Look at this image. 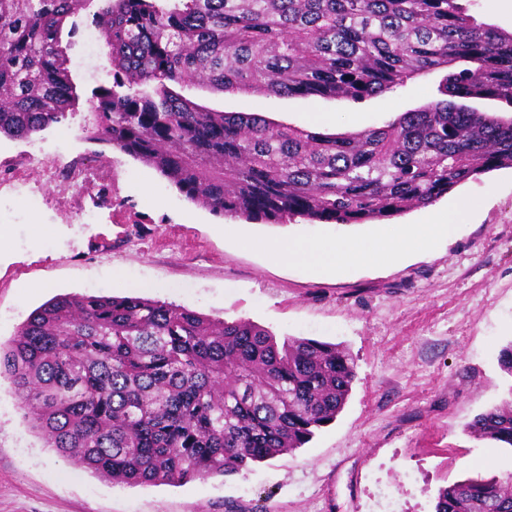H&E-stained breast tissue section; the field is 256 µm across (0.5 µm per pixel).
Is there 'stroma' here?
<instances>
[{
  "mask_svg": "<svg viewBox=\"0 0 512 512\" xmlns=\"http://www.w3.org/2000/svg\"><path fill=\"white\" fill-rule=\"evenodd\" d=\"M96 4L68 19L75 106L28 140L0 137V198L42 195L16 222L0 210V342L58 294L158 298L254 321L277 336L342 344L356 379L335 421L303 448L240 473L179 486L112 483L46 448L0 378V512H434L440 488L512 470V450L468 436L473 417L512 393L498 363L512 342V169L481 175L432 206L370 224L247 222L213 215L154 168L82 138L90 103L111 87L89 57ZM435 71L354 102L251 92L184 94L323 134L378 127L437 99ZM466 204L453 240L332 273L272 261L263 242L377 237ZM95 221L81 223L83 210Z\"/></svg>",
  "mask_w": 512,
  "mask_h": 512,
  "instance_id": "35a3bbf8",
  "label": "stroma"
}]
</instances>
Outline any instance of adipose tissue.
Returning a JSON list of instances; mask_svg holds the SVG:
<instances>
[{"label": "adipose tissue", "mask_w": 512, "mask_h": 512, "mask_svg": "<svg viewBox=\"0 0 512 512\" xmlns=\"http://www.w3.org/2000/svg\"><path fill=\"white\" fill-rule=\"evenodd\" d=\"M460 215L435 213L430 223L397 226L369 242L293 241L268 247L269 256L281 263H296L335 272L342 261L359 263L369 259H389L409 251L428 248L441 238L453 237Z\"/></svg>", "instance_id": "1"}]
</instances>
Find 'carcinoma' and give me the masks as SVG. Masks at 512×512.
I'll use <instances>...</instances> for the list:
<instances>
[{"instance_id":"carcinoma-1","label":"carcinoma","mask_w":512,"mask_h":512,"mask_svg":"<svg viewBox=\"0 0 512 512\" xmlns=\"http://www.w3.org/2000/svg\"><path fill=\"white\" fill-rule=\"evenodd\" d=\"M90 0H0V134L29 139L73 109L61 43ZM112 66L82 126L213 215L368 224L512 168V31L465 0H97ZM442 71L440 98L380 127L310 133L178 92L363 100ZM63 457L129 485L232 476L334 421L356 378L338 344L140 296L57 295L0 346V376ZM465 431L512 449V398ZM435 512H512V472L456 481Z\"/></svg>"}]
</instances>
